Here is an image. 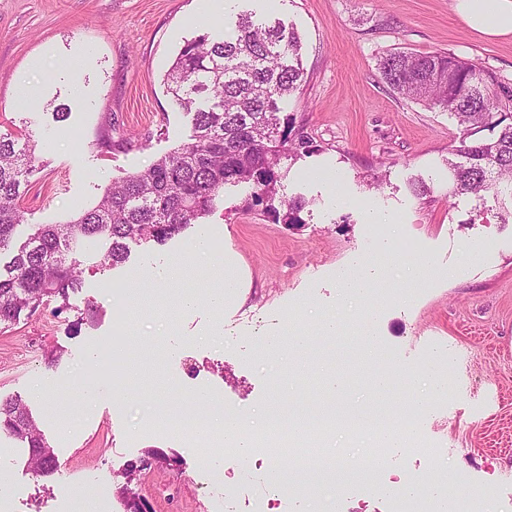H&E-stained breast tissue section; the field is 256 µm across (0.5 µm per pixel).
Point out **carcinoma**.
<instances>
[{"label":"carcinoma","mask_w":512,"mask_h":512,"mask_svg":"<svg viewBox=\"0 0 512 512\" xmlns=\"http://www.w3.org/2000/svg\"><path fill=\"white\" fill-rule=\"evenodd\" d=\"M236 29L231 39L203 34L185 42L165 74L167 92L192 116L191 143L113 182L71 220L33 225L17 247L19 200L34 146L27 141L20 148L12 136H0V252H11L0 267V325H14L81 287L84 241L103 240L100 267L113 269L128 260L131 245L162 244L200 223L229 184H253L256 202L276 215L283 206L287 225L303 223L304 199L276 200L281 159L315 151L307 136L292 134L281 107L304 76L301 40L280 23L269 26L247 14ZM378 69L392 89L464 128L448 158L452 194L512 206V85L445 52H391ZM1 432L27 444L35 475L56 470L53 450L22 399L0 398Z\"/></svg>","instance_id":"1"}]
</instances>
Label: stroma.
I'll return each mask as SVG.
<instances>
[{
  "mask_svg": "<svg viewBox=\"0 0 512 512\" xmlns=\"http://www.w3.org/2000/svg\"><path fill=\"white\" fill-rule=\"evenodd\" d=\"M253 12L297 30L303 82L284 110L310 137L313 153L282 160L284 197L301 196L302 227L276 222L255 204L250 185L229 186L206 220L209 255L192 254L190 227L166 244L133 247L124 265L98 268V248H84L83 284L68 304L46 301L30 317L0 330V397L25 401L58 460L38 477L23 444L0 436V473L11 486L0 512H125L140 496L152 512H215L197 476L207 467L195 445L151 424L156 413L192 409V397L259 424L278 405L317 419L324 407L398 411L429 397L414 440L417 452L391 449L410 476L433 457L447 460L446 491L477 493L491 512H512V219L474 197L448 193V151L463 134L447 113L404 98L378 71L394 51H441L494 71L512 83V37L490 40L472 31L454 0H222L199 20L197 0H0V134H27L35 170L20 201L21 233L57 224L90 208L115 179L149 167L190 141L191 117L174 103L164 76L186 39L232 38L238 15ZM31 101L15 97L19 82ZM68 115L57 119L56 106ZM112 129L111 149L98 133ZM333 167L337 194L315 179ZM423 181L430 194L414 195ZM394 217L374 228L364 207ZM392 246L377 257L375 246ZM429 266L423 279L408 268V247ZM180 258L186 275L166 288L149 283L152 268ZM243 279V299L214 310L226 259ZM382 263L370 303L340 299L336 273ZM198 293L180 304L185 283ZM126 289L131 317L115 362L131 366L122 394L86 406L87 385L100 366L91 352L115 327L114 289ZM342 320L341 335L317 333L321 318ZM305 329L310 344L261 350L265 337ZM378 350L357 373L348 361L357 344ZM59 352L55 367L46 355ZM447 355V393L429 394L428 370ZM384 372L400 388L379 397L370 378ZM380 436L336 428L327 453L360 456ZM162 462L127 480L148 452Z\"/></svg>",
  "mask_w": 512,
  "mask_h": 512,
  "instance_id": "obj_1",
  "label": "stroma"
}]
</instances>
